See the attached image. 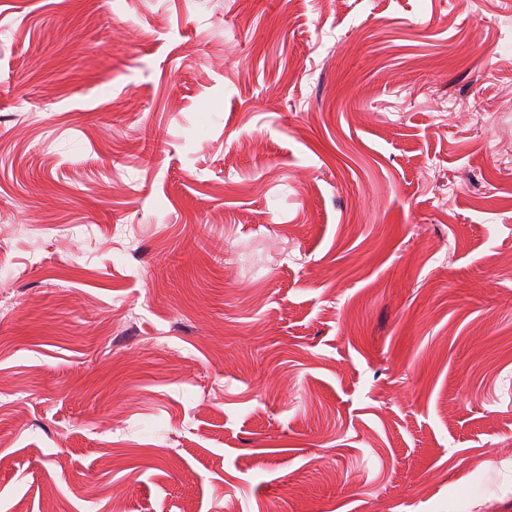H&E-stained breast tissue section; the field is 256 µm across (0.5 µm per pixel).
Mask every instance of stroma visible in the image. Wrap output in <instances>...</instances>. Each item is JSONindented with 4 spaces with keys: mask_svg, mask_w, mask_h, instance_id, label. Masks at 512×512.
<instances>
[{
    "mask_svg": "<svg viewBox=\"0 0 512 512\" xmlns=\"http://www.w3.org/2000/svg\"><path fill=\"white\" fill-rule=\"evenodd\" d=\"M507 16L0 0V512H512Z\"/></svg>",
    "mask_w": 512,
    "mask_h": 512,
    "instance_id": "1",
    "label": "stroma"
}]
</instances>
